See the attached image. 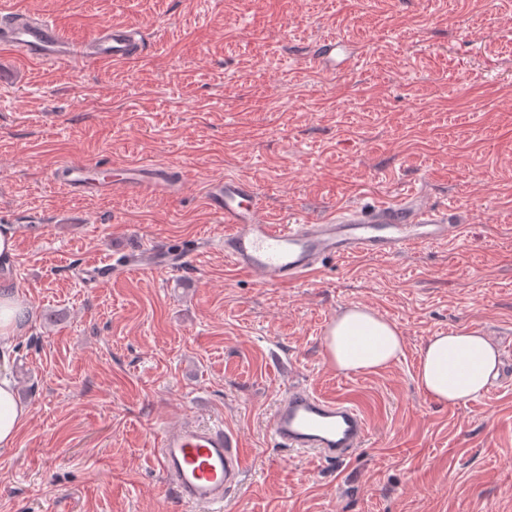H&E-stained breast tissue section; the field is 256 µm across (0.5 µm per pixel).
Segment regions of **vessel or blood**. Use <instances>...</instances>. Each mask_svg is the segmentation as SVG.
<instances>
[{"instance_id":"1","label":"vessel or blood","mask_w":512,"mask_h":512,"mask_svg":"<svg viewBox=\"0 0 512 512\" xmlns=\"http://www.w3.org/2000/svg\"><path fill=\"white\" fill-rule=\"evenodd\" d=\"M0 47L20 51L40 64L73 59L125 64L141 56L143 41L139 29L130 24H106L92 37L75 41L52 20L1 6ZM99 171L97 163L69 161L55 171L53 180L79 196L104 195L116 185L133 194L172 192L181 183L169 166L160 163L124 164L110 179ZM203 193L224 226L225 260L274 287L307 278L327 260L397 255L416 245L447 241L462 220L458 211L433 210L411 195L351 207L323 220L273 224L261 218L256 187L245 177L208 178ZM183 259L179 249L153 250L135 257L119 255L112 268L169 269ZM268 431L277 447L325 462L350 459L368 440L367 419L358 405L299 387L289 389L276 403ZM156 457L176 503L185 510L229 502L240 492L248 465L235 433L191 421L161 434Z\"/></svg>"}]
</instances>
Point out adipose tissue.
I'll list each match as a JSON object with an SVG mask.
<instances>
[{"instance_id":"obj_1","label":"adipose tissue","mask_w":512,"mask_h":512,"mask_svg":"<svg viewBox=\"0 0 512 512\" xmlns=\"http://www.w3.org/2000/svg\"><path fill=\"white\" fill-rule=\"evenodd\" d=\"M28 319L9 280H0V447H11L29 408L17 393L11 370L16 339ZM404 338L398 327L366 306L341 310L325 336V359L343 373H376L399 361ZM500 349L476 328L432 336L422 347L415 369L417 387L435 402L456 405L483 395L495 377Z\"/></svg>"}]
</instances>
